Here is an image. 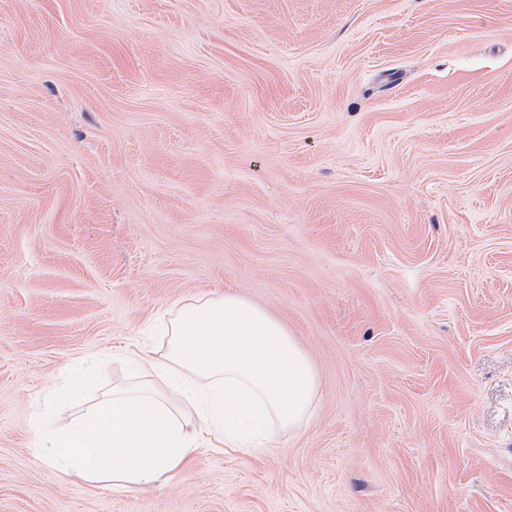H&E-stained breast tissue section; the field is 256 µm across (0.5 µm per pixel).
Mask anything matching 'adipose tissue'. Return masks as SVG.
<instances>
[{
	"label": "adipose tissue",
	"mask_w": 512,
	"mask_h": 512,
	"mask_svg": "<svg viewBox=\"0 0 512 512\" xmlns=\"http://www.w3.org/2000/svg\"><path fill=\"white\" fill-rule=\"evenodd\" d=\"M165 349L128 358L138 384L43 436L67 477L135 491L168 482L204 435L228 448H268L313 415L319 380L308 354L272 314L239 294L191 299L166 324Z\"/></svg>",
	"instance_id": "ef3b65f1"
}]
</instances>
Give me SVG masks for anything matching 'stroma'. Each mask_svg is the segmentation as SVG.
<instances>
[{
	"instance_id": "35a3bbf8",
	"label": "stroma",
	"mask_w": 512,
	"mask_h": 512,
	"mask_svg": "<svg viewBox=\"0 0 512 512\" xmlns=\"http://www.w3.org/2000/svg\"><path fill=\"white\" fill-rule=\"evenodd\" d=\"M227 291L312 360L298 433L136 492L36 455ZM0 512H512V0H0Z\"/></svg>"
}]
</instances>
